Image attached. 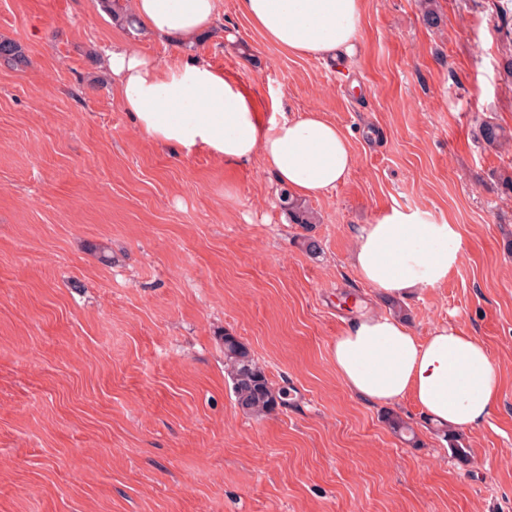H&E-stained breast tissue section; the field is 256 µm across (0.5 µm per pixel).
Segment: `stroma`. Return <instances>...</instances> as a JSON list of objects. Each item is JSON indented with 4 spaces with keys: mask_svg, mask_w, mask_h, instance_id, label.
I'll return each instance as SVG.
<instances>
[{
    "mask_svg": "<svg viewBox=\"0 0 512 512\" xmlns=\"http://www.w3.org/2000/svg\"><path fill=\"white\" fill-rule=\"evenodd\" d=\"M365 0L340 62L282 53L222 0L178 46L113 21L100 0H0V512H512V11L500 0ZM124 41L191 55L239 79L260 108L322 112L355 162L289 223L253 159L160 147L138 131L102 61ZM393 207L457 225L461 259L400 305L416 336L452 323L501 380L459 460L410 400L368 403L333 344L372 294L352 252ZM316 239L319 254L305 251ZM244 342L284 406L255 419L224 372ZM414 428L407 444L386 422ZM20 69L28 64L20 46L11 40H0V65ZM477 135L481 141L491 146H502L512 141V134L508 135L502 126L487 121L479 123Z\"/></svg>",
    "mask_w": 512,
    "mask_h": 512,
    "instance_id": "stroma-1",
    "label": "stroma"
}]
</instances>
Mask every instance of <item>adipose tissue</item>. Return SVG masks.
<instances>
[{
  "label": "adipose tissue",
  "instance_id": "ef3b65f1",
  "mask_svg": "<svg viewBox=\"0 0 512 512\" xmlns=\"http://www.w3.org/2000/svg\"><path fill=\"white\" fill-rule=\"evenodd\" d=\"M153 37L179 44L210 30L219 0H131ZM238 13L280 51L336 59L358 39L364 0H236ZM106 66L123 107L152 142L206 150L227 164L261 157L281 184L315 198L342 184L354 162L346 133L311 110L294 119L269 118L237 79L200 58L159 62L114 44ZM456 225L418 210L390 209L358 238L360 279L394 299L441 284L458 264ZM336 373L350 393L393 404L411 399L430 421L470 431L490 415L500 377L484 344L443 324L418 338L401 319L368 308L350 321L332 349Z\"/></svg>",
  "mask_w": 512,
  "mask_h": 512
}]
</instances>
